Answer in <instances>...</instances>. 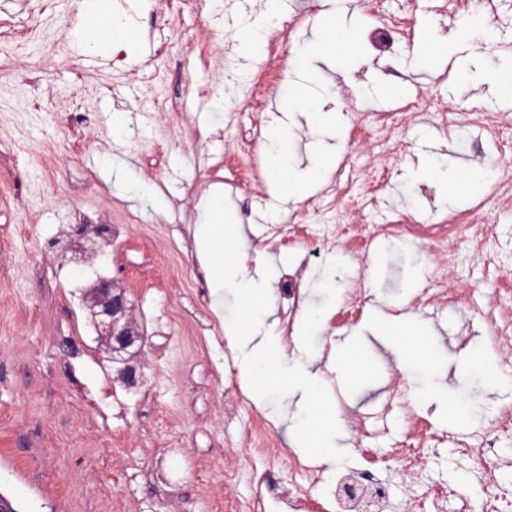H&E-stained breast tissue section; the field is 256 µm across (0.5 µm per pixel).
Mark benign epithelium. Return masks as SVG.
<instances>
[{
	"label": "benign epithelium",
	"instance_id": "7a95c632",
	"mask_svg": "<svg viewBox=\"0 0 512 512\" xmlns=\"http://www.w3.org/2000/svg\"><path fill=\"white\" fill-rule=\"evenodd\" d=\"M84 234L90 245H80L76 254L89 261L98 256L97 239L102 237L103 228L100 225L87 227ZM87 299L97 336L112 355V362L117 364V378L130 387L135 386L134 349L142 346L144 334L134 317L125 289L112 280L101 278L87 294Z\"/></svg>",
	"mask_w": 512,
	"mask_h": 512
}]
</instances>
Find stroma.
<instances>
[{
  "instance_id": "stroma-1",
  "label": "stroma",
  "mask_w": 512,
  "mask_h": 512,
  "mask_svg": "<svg viewBox=\"0 0 512 512\" xmlns=\"http://www.w3.org/2000/svg\"><path fill=\"white\" fill-rule=\"evenodd\" d=\"M447 2L419 0L412 29L392 55L377 57L362 40L341 69L336 45L374 24L363 0H351L337 14L325 0H285L284 14L307 9L294 44L322 45L308 62L311 79L326 90L313 107L337 113L339 123L333 135L319 138L306 112H282L284 79L264 111L221 106L225 94H241L225 89V63L241 60L242 41L271 36L281 25L252 0H234L230 8L195 0L175 26L169 0H112L113 11L139 36L134 51L117 42L101 57L85 50L81 31L94 18L81 13L79 0H0V32H13L24 45L12 60L0 59V227L10 230L0 239V493L13 498L19 512H213L200 494L203 483L235 512H246L263 473L279 492H292L299 452L281 447L271 462L237 437L248 419L260 420L279 440L285 427L243 390L233 348L222 340L212 308L210 275L192 245L201 208L216 189L243 226L247 259L266 255L275 265L272 331L291 344L288 303L281 297L288 273L307 279L332 268L335 299L318 288L301 292L308 306L328 310L325 329L311 342L326 354L355 332L371 361L358 380L331 383L340 437L335 463L311 467L312 512H339V480L370 463L386 488L388 512H405L408 500L431 484L478 497L479 474L453 447L426 449L411 477L393 468L391 458L409 416L430 431L452 432L444 415L449 398L460 395L480 414L464 428L469 436L486 427L490 403L512 401V391L459 367L462 357L483 355L499 374L512 376V346L494 347L467 303L442 307L425 299L427 288L442 281L451 289L476 288L506 311L512 310V292H495L477 267L440 274L420 245L381 234L377 218L368 222L375 238L364 260L349 244H260L267 226L288 223L299 203L283 206L271 196L264 152H257L248 183L224 178V160L237 154L244 130L262 137L286 120L293 129V167L308 169L318 156L330 158V167L315 177L314 193L331 200L338 196L336 173L343 164H374L366 146H351L354 124L374 123L420 95L446 105L475 101L512 110V88L493 69L500 56L512 54V0H492L498 22L489 42L461 34L454 14L437 15ZM426 24L435 38L452 41L454 57L414 60ZM156 98L166 110L154 108ZM116 113L123 121L118 131ZM436 123L433 113L414 112L404 128L390 130L392 139L409 145L390 169V206L428 223L483 208L500 229L489 248L508 256L512 196L488 184L452 203L450 184L419 177L427 154L459 174L498 165L495 156H473L467 140L439 132ZM98 224L125 226L126 240L104 242L103 256L93 263L74 262L84 227ZM99 275L125 288L144 332L136 357L140 379L132 388L116 380L83 299ZM363 288L371 299L358 308L354 301ZM377 308L412 314L435 330L434 344L446 362L431 390L419 393L409 384L370 320ZM228 392L244 403L238 417L224 414ZM228 462L240 472L229 485Z\"/></svg>"
}]
</instances>
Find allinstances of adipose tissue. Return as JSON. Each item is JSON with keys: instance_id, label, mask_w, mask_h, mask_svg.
<instances>
[{"instance_id": "obj_1", "label": "adipose tissue", "mask_w": 512, "mask_h": 512, "mask_svg": "<svg viewBox=\"0 0 512 512\" xmlns=\"http://www.w3.org/2000/svg\"><path fill=\"white\" fill-rule=\"evenodd\" d=\"M291 136V129L285 126L275 128L269 136L267 151L274 170L271 187L274 192L299 197L307 192L312 174L291 167ZM241 235V225L220 203L209 207L194 230L197 247L211 271L212 307L221 314L224 334L235 347L241 384L270 416L287 418L291 447L330 461L340 418L328 387L314 370L318 355L309 343L310 336L321 330L327 312L304 308L296 341L302 356L288 358L279 339L265 330L271 311L270 281L262 268L247 269L234 247ZM230 291L243 298V305L226 306L224 296ZM378 329L392 338L400 367L408 378L418 388H430L438 367V352L420 322L408 316L384 318ZM296 390L302 393L301 402L291 415H284L283 401Z\"/></svg>"}]
</instances>
